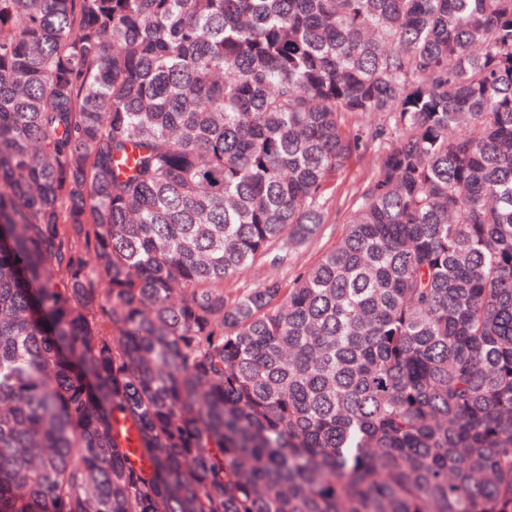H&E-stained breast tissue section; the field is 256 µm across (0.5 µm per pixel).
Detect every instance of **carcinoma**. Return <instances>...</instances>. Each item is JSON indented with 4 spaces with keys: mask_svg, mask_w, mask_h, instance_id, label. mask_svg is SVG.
<instances>
[{
    "mask_svg": "<svg viewBox=\"0 0 512 512\" xmlns=\"http://www.w3.org/2000/svg\"><path fill=\"white\" fill-rule=\"evenodd\" d=\"M0 512H512V0H0ZM380 116L365 117L359 114L348 113L344 116L343 125L353 135L367 139L374 127L382 122ZM377 162L376 143H369L351 158L336 180L335 189L330 196L327 223L321 224L316 236L291 251L288 265L273 271L268 270L270 277L288 284L300 269L314 264L326 249L336 243L347 225L349 197L374 175Z\"/></svg>",
    "mask_w": 512,
    "mask_h": 512,
    "instance_id": "carcinoma-1",
    "label": "carcinoma"
}]
</instances>
